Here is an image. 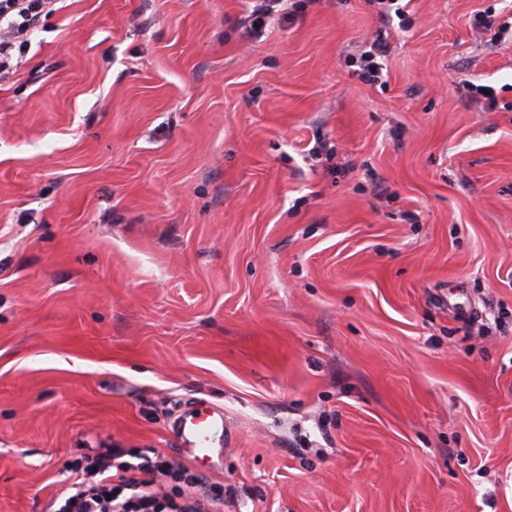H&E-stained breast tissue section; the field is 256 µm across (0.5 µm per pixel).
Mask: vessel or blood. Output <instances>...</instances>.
I'll return each mask as SVG.
<instances>
[{
	"label": "vessel or blood",
	"instance_id": "1",
	"mask_svg": "<svg viewBox=\"0 0 512 512\" xmlns=\"http://www.w3.org/2000/svg\"><path fill=\"white\" fill-rule=\"evenodd\" d=\"M181 451L194 462H207L224 450V416L207 408L183 413L174 429Z\"/></svg>",
	"mask_w": 512,
	"mask_h": 512
}]
</instances>
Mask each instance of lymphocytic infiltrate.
Wrapping results in <instances>:
<instances>
[{"mask_svg":"<svg viewBox=\"0 0 512 512\" xmlns=\"http://www.w3.org/2000/svg\"><path fill=\"white\" fill-rule=\"evenodd\" d=\"M58 0H0V76L14 67L16 51L27 48L42 17ZM172 468L164 455L149 449L130 455L124 448H99L71 469L69 494L50 504L51 512H213L221 491L197 474L184 476L177 494L155 489L156 476Z\"/></svg>","mask_w":512,"mask_h":512,"instance_id":"lymphocytic-infiltrate-1","label":"lymphocytic infiltrate"}]
</instances>
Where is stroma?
I'll use <instances>...</instances> for the list:
<instances>
[{"instance_id":"obj_1","label":"stroma","mask_w":512,"mask_h":512,"mask_svg":"<svg viewBox=\"0 0 512 512\" xmlns=\"http://www.w3.org/2000/svg\"><path fill=\"white\" fill-rule=\"evenodd\" d=\"M512 0H64L0 79V512L91 448L178 457L220 512H512ZM387 30V83L351 65ZM247 14L242 18L241 24L245 32L252 38H261L274 16L281 12L280 17L288 20L295 19L296 9L289 10L288 0H250ZM497 17L495 9L489 8L476 20L475 28L483 38H486L487 42H499L509 31L512 36V23L509 26L508 21L500 20ZM461 86L467 89L466 93L461 94V100L465 105L480 103L487 112H493L499 107L497 92L491 86L476 84L470 80L460 82L458 84L459 91ZM481 89H486L487 93H482ZM180 450L194 462L211 461L224 450V414L199 408L179 417L174 429Z\"/></svg>"}]
</instances>
